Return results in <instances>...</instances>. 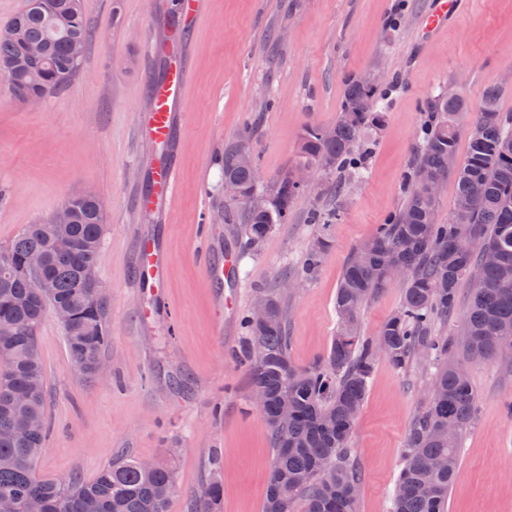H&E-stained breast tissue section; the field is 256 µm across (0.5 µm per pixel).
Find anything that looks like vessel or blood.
<instances>
[{
  "label": "vessel or blood",
  "instance_id": "1",
  "mask_svg": "<svg viewBox=\"0 0 512 512\" xmlns=\"http://www.w3.org/2000/svg\"><path fill=\"white\" fill-rule=\"evenodd\" d=\"M462 5V0H436L434 10L425 20L427 28L436 29L447 25L449 15ZM167 59V73L164 80L154 84L149 97L152 105L140 116V127L145 139L151 143L170 145L177 120L176 107L185 101L188 68L182 38L173 37L158 46ZM152 189L142 197L140 205L155 215L165 214L167 201L171 196L174 170L170 164H151ZM168 263L166 252L152 242L143 241L139 251L138 266L143 278L152 280L156 289L165 287V269Z\"/></svg>",
  "mask_w": 512,
  "mask_h": 512
}]
</instances>
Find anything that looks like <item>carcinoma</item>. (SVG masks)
Masks as SVG:
<instances>
[{"label":"carcinoma","instance_id":"1","mask_svg":"<svg viewBox=\"0 0 512 512\" xmlns=\"http://www.w3.org/2000/svg\"><path fill=\"white\" fill-rule=\"evenodd\" d=\"M21 39L0 38V79L20 100L46 97L69 86L83 67L90 39L83 0H27L10 22ZM462 96L441 95L430 103L419 146L399 211L349 254L336 294L337 327L326 355L308 367L293 363L281 298L262 292L271 319L260 324L252 312L243 318L245 336L239 362L248 366L250 389L263 393L260 408L271 440L272 460L264 512H355V488L361 472L351 457L350 441L364 405L368 379L379 359L403 371L420 355L435 367L433 389L423 412L411 422L400 472L391 495V512H447L463 435L470 427L477 397L465 363L494 362L512 349V115L498 107V90H488L473 110L472 130L464 156L457 152L459 117L470 112ZM386 120L372 86L356 78L346 83L343 101L331 125L306 124L292 167L325 174L346 171L361 178L363 159L372 142L365 139ZM243 138L224 148V179L236 182L242 200L237 213L244 248L259 249L277 225L288 221L300 190L286 171L265 183L257 178L258 160L240 163ZM452 179L455 200L469 196L477 183L483 192L469 207L438 223L439 199L423 188L429 181ZM257 197L265 198L261 204ZM66 204L73 211L64 246L57 245L52 220L28 224L0 257V512H18L28 498L41 500L44 512H168L175 471L156 464L145 470L138 459H123L101 470L91 482L76 476L49 479L37 473L46 428L25 431L28 419L46 416L43 365L36 330L56 307L74 320L63 326L70 362L86 374L98 372L110 342L107 301L86 283L81 270L99 264L103 208L98 199L77 194ZM334 210L314 208L310 223L327 227ZM319 247L307 248L288 280H311L330 248L320 234ZM41 254L38 274L25 259ZM403 275L400 306L377 336H360L362 306ZM47 279L48 292L37 288ZM471 282V298L460 334L452 339L432 335V324L457 305L458 288ZM224 495L217 474L201 487L191 512H219Z\"/></svg>","mask_w":512,"mask_h":512}]
</instances>
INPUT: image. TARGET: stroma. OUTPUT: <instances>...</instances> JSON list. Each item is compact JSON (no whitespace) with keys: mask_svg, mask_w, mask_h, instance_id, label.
<instances>
[{"mask_svg":"<svg viewBox=\"0 0 512 512\" xmlns=\"http://www.w3.org/2000/svg\"><path fill=\"white\" fill-rule=\"evenodd\" d=\"M91 30L83 69L33 108L0 84V250L24 227L94 187L103 202L98 274L108 290L112 337L103 370L76 376L63 329L37 332L49 432L38 461L48 478L93 480L119 458L173 465L169 512L190 503L211 469L224 485L222 512H263L272 450L251 402L248 369L234 358L241 318L257 290L277 292L289 354L299 366L323 357L336 333V290L352 249L402 205L415 133L430 100L455 85L470 107L498 88L512 113V0H467L441 31L422 25L434 0H207L186 41L190 81L168 224L139 208L150 147L138 116L162 73L151 44L176 22L149 0H83ZM366 77L389 100L361 181L318 177L287 223L237 264L235 288L210 276L206 259L241 252L240 227L224 221V148L246 128L264 179L293 162L303 126L333 124L345 84ZM336 209L331 249L316 276L283 291L318 232L315 207ZM162 236L166 287L138 278L141 241ZM402 279L368 300L361 336L372 338L399 307ZM477 395L464 434L448 512H512V356L467 363ZM433 370L399 372L378 361L351 440L362 473L355 512H390L411 419L422 412Z\"/></svg>","mask_w":512,"mask_h":512,"instance_id":"35a3bbf8","label":"stroma"}]
</instances>
